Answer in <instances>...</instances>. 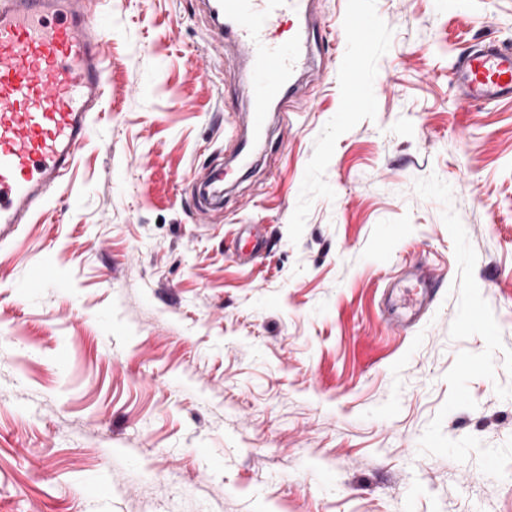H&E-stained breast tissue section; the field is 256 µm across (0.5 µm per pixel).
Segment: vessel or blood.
Wrapping results in <instances>:
<instances>
[{
    "label": "vessel or blood",
    "instance_id": "vessel-or-blood-1",
    "mask_svg": "<svg viewBox=\"0 0 512 512\" xmlns=\"http://www.w3.org/2000/svg\"><path fill=\"white\" fill-rule=\"evenodd\" d=\"M313 0H206L216 22L231 33L250 70L251 105L244 124L253 135L269 122L267 106L279 99L309 59ZM93 0H0V240L42 211L49 193L72 172L90 140L93 116L109 85L104 58L108 27L96 20ZM301 18L287 39L272 37L282 17ZM339 29L355 45L371 47L378 25L364 0H347ZM348 85L342 109H367L372 92L363 85L359 61L345 56ZM465 103L512 100V49L494 41L463 56L452 72ZM416 289L386 297L384 316L397 330L412 328L434 302L438 280L412 267Z\"/></svg>",
    "mask_w": 512,
    "mask_h": 512
}]
</instances>
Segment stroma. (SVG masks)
<instances>
[{
  "label": "stroma",
  "instance_id": "1",
  "mask_svg": "<svg viewBox=\"0 0 512 512\" xmlns=\"http://www.w3.org/2000/svg\"><path fill=\"white\" fill-rule=\"evenodd\" d=\"M199 205L249 108L200 0H96L111 84L50 216L0 241V512H512V102L462 106L512 0H366ZM251 224L262 256L240 260ZM52 271L27 282L43 255ZM442 280L409 332L382 292ZM339 22V30L360 48L375 43L378 24L364 8L363 0H347ZM342 74L348 85V92L342 103V112H357L367 109L372 101V92L363 86L359 61L346 55L342 62Z\"/></svg>",
  "mask_w": 512,
  "mask_h": 512
}]
</instances>
